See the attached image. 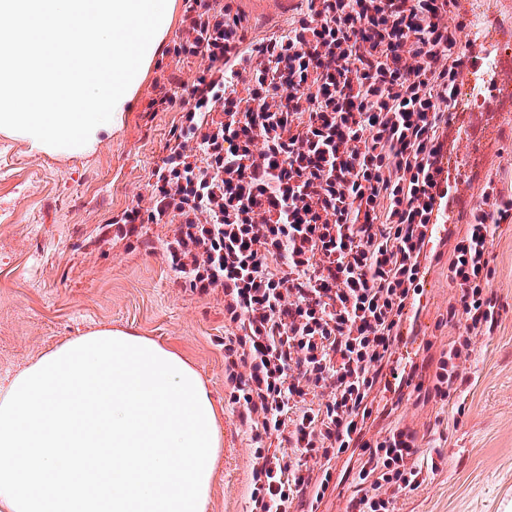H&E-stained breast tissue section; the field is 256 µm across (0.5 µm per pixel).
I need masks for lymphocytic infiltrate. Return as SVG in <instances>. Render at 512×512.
<instances>
[{
	"instance_id": "1",
	"label": "lymphocytic infiltrate",
	"mask_w": 512,
	"mask_h": 512,
	"mask_svg": "<svg viewBox=\"0 0 512 512\" xmlns=\"http://www.w3.org/2000/svg\"><path fill=\"white\" fill-rule=\"evenodd\" d=\"M304 2L286 34L259 38L230 0H184L146 105L178 118L111 225L127 250L161 252L191 292L224 298V400L251 442L247 512H319L340 468L355 474L344 512H396L446 463L398 410L463 414L474 340L500 322L489 244L512 222V195L487 181L451 247L458 335L442 349L425 340L375 412L428 260L440 106L463 66L448 23L459 0ZM148 224L164 237L147 238Z\"/></svg>"
}]
</instances>
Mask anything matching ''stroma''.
<instances>
[{
	"label": "stroma",
	"mask_w": 512,
	"mask_h": 512,
	"mask_svg": "<svg viewBox=\"0 0 512 512\" xmlns=\"http://www.w3.org/2000/svg\"><path fill=\"white\" fill-rule=\"evenodd\" d=\"M236 4L260 36L285 32L288 10L260 0ZM183 9V0H172L157 53L95 152H37L24 138L0 132V379L96 329L154 341L199 373L217 410L223 447L206 512H245L249 441L224 401L223 296L183 288L161 254L103 240L107 222L145 184L168 137L173 113L151 114L145 105ZM454 109L487 113L500 134L470 179L469 206L478 205L491 179L512 194V104L459 97ZM490 254L501 325L477 343L464 414L447 432V466L401 497L397 512H512V223L498 227ZM430 287L422 318L442 346L457 333L443 322L452 296L447 259L433 263Z\"/></svg>",
	"instance_id": "obj_1"
}]
</instances>
